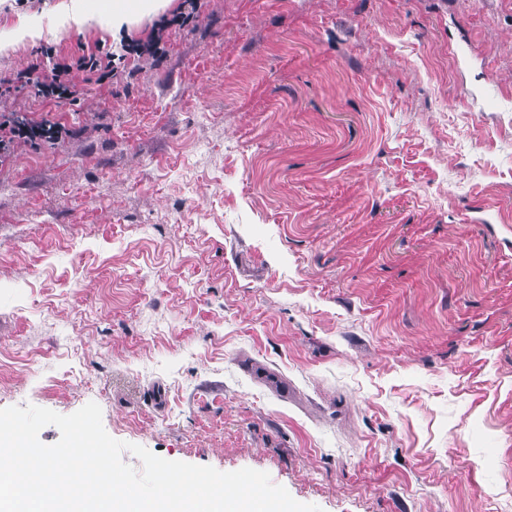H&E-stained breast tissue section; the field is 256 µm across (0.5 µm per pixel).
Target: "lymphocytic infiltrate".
Here are the masks:
<instances>
[{
  "label": "lymphocytic infiltrate",
  "instance_id": "f902f5d3",
  "mask_svg": "<svg viewBox=\"0 0 512 512\" xmlns=\"http://www.w3.org/2000/svg\"><path fill=\"white\" fill-rule=\"evenodd\" d=\"M201 8V0H181L176 14L161 17L153 26L150 36L143 41H121L115 52L82 54L54 63L49 73H42L40 64L13 76L0 78V164L4 163L19 143L55 145L70 137L73 129L66 123L47 119L37 120L17 109L12 93L29 86L38 98L60 102L75 99L79 87L75 75L79 72L98 73L100 79L111 78L113 61L130 57H158L166 52L173 27H184L193 21Z\"/></svg>",
  "mask_w": 512,
  "mask_h": 512
}]
</instances>
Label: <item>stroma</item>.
<instances>
[{"mask_svg": "<svg viewBox=\"0 0 512 512\" xmlns=\"http://www.w3.org/2000/svg\"><path fill=\"white\" fill-rule=\"evenodd\" d=\"M0 0V76L105 51ZM15 104L0 409L269 473L321 512H512V0H202L166 56Z\"/></svg>", "mask_w": 512, "mask_h": 512, "instance_id": "1", "label": "stroma"}]
</instances>
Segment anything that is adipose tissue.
<instances>
[{"mask_svg":"<svg viewBox=\"0 0 512 512\" xmlns=\"http://www.w3.org/2000/svg\"><path fill=\"white\" fill-rule=\"evenodd\" d=\"M165 0H69L59 11L60 28L105 24L113 36H120L133 23L163 9Z\"/></svg>","mask_w":512,"mask_h":512,"instance_id":"1","label":"adipose tissue"}]
</instances>
